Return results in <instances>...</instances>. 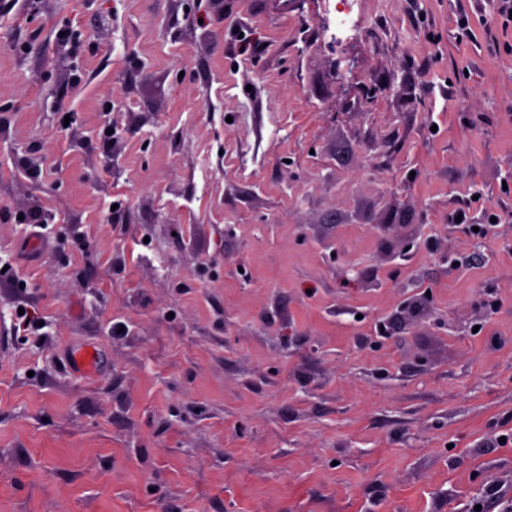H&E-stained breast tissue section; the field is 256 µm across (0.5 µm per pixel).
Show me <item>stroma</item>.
Returning a JSON list of instances; mask_svg holds the SVG:
<instances>
[{
	"label": "stroma",
	"mask_w": 512,
	"mask_h": 512,
	"mask_svg": "<svg viewBox=\"0 0 512 512\" xmlns=\"http://www.w3.org/2000/svg\"><path fill=\"white\" fill-rule=\"evenodd\" d=\"M9 2L0 512H512L491 0Z\"/></svg>",
	"instance_id": "35a3bbf8"
}]
</instances>
